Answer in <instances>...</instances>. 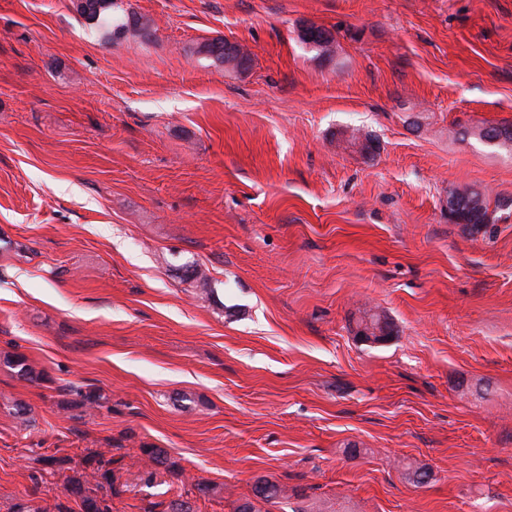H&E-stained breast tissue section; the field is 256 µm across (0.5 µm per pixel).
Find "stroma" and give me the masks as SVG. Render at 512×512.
Returning a JSON list of instances; mask_svg holds the SVG:
<instances>
[{"label": "stroma", "instance_id": "1", "mask_svg": "<svg viewBox=\"0 0 512 512\" xmlns=\"http://www.w3.org/2000/svg\"><path fill=\"white\" fill-rule=\"evenodd\" d=\"M122 6L151 41L0 0V512L91 451L112 512H512V0ZM460 198L457 201L458 217L465 223L458 224H472L478 226L486 224L488 218V202L485 197L479 193L469 192L464 190V194H459ZM389 334L388 323L380 319L378 322L373 321L371 318H364L356 331V335L360 340L369 343H378L386 339Z\"/></svg>", "mask_w": 512, "mask_h": 512}]
</instances>
